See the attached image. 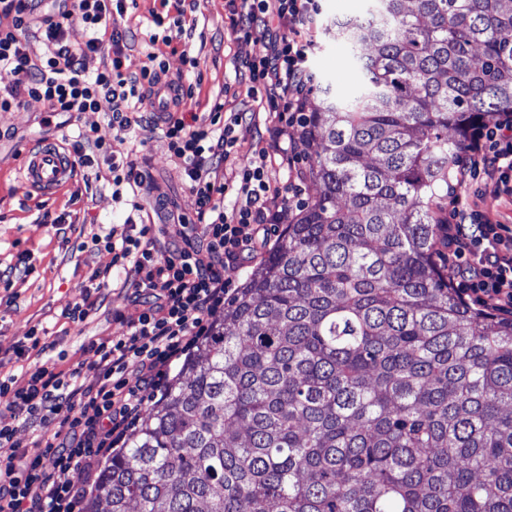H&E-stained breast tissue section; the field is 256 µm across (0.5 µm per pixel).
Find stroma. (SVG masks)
<instances>
[{
    "label": "stroma",
    "mask_w": 512,
    "mask_h": 512,
    "mask_svg": "<svg viewBox=\"0 0 512 512\" xmlns=\"http://www.w3.org/2000/svg\"><path fill=\"white\" fill-rule=\"evenodd\" d=\"M320 13L313 29L315 48L308 56L306 72L313 78L306 87L307 110L321 104L318 83H331L340 93L350 92L359 81L348 45L338 40L333 22L338 18L364 16L370 0H320ZM162 16L163 26H155L154 16ZM180 20L183 34L165 42L169 24ZM118 28L131 29L124 51V70L135 75L147 65V55L162 53L167 74L193 85V98L180 102L182 112L209 111L217 96H225V86H232L233 96H225L227 109H237L246 102V84L242 73L246 61L269 52L267 39H236L224 11V0H197L195 12L177 14L168 0H137L134 8L114 18ZM156 44H149V35ZM196 58V65L186 63V56ZM50 112L45 102L26 99L22 105L0 111V264L25 260L32 271L14 276L8 286L0 285V373L23 375L52 360L67 371L78 364H91L95 356L90 342L107 341L123 335L124 315L132 311L119 284H111L107 298L87 320L74 322L64 318L69 306L81 302L82 286L95 269L112 263V254L95 244L92 236L115 225L124 224L129 211L112 197V174L107 162H100L94 172H75L69 182L53 194L44 196L29 191L21 183L17 170V151L23 145H37L47 140L62 143L75 126L105 127L101 112L81 113L77 125L45 128ZM114 153L131 155L150 174L148 189L142 198L141 217L157 227L159 247L168 248L173 239L162 231L163 225L178 218H193L195 198L179 166L172 160L157 124L137 126L133 139H113ZM62 217L69 229L58 234L46 224V217ZM45 329L52 349L29 351L16 359L14 347L30 329Z\"/></svg>",
    "instance_id": "obj_1"
}]
</instances>
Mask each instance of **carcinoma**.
Listing matches in <instances>:
<instances>
[{
  "label": "carcinoma",
  "instance_id": "1",
  "mask_svg": "<svg viewBox=\"0 0 512 512\" xmlns=\"http://www.w3.org/2000/svg\"><path fill=\"white\" fill-rule=\"evenodd\" d=\"M302 139L318 197L224 303L87 512H512V317L435 261L466 128L512 110V0H375Z\"/></svg>",
  "mask_w": 512,
  "mask_h": 512
}]
</instances>
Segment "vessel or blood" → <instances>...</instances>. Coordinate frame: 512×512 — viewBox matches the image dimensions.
Instances as JSON below:
<instances>
[{
    "label": "vessel or blood",
    "mask_w": 512,
    "mask_h": 512,
    "mask_svg": "<svg viewBox=\"0 0 512 512\" xmlns=\"http://www.w3.org/2000/svg\"><path fill=\"white\" fill-rule=\"evenodd\" d=\"M22 156L21 181L39 193L54 192L72 176V160L57 146H26L22 149Z\"/></svg>",
    "instance_id": "b4317fda"
}]
</instances>
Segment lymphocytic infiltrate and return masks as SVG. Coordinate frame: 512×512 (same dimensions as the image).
<instances>
[{
	"instance_id": "obj_1",
	"label": "lymphocytic infiltrate",
	"mask_w": 512,
	"mask_h": 512,
	"mask_svg": "<svg viewBox=\"0 0 512 512\" xmlns=\"http://www.w3.org/2000/svg\"><path fill=\"white\" fill-rule=\"evenodd\" d=\"M125 2L59 0L57 11L49 12L45 0H0V69L15 76L0 91V111L28 98L44 101L56 114L105 111L110 135L96 127L77 129L70 142L73 162L89 169L98 159L108 160L112 184L126 186L133 214L141 209L147 173L128 155L114 154L111 136L128 137L140 124L162 123L167 150L195 197V221L176 229L180 243L171 250L159 251L150 225H137L133 215L122 229L104 235L111 266L95 270L82 303L64 312L70 320H85L104 302L110 279L123 275L133 311L125 334L91 343L94 382L84 380L81 368L64 373L49 362L23 380L0 377V397L7 398L14 417L32 428L50 420L60 424L52 439L29 447L17 440L14 427L0 425V512H74L87 485L99 480L102 458L139 419L146 394L161 390L172 364L206 333L232 273L268 250L270 227L288 222L290 205L282 187L271 184L269 168L287 170L292 182L300 177L291 168L297 143L288 129L303 110L317 0H226L233 31L244 39L267 38L271 51L245 65L252 107L228 112L218 101L206 117L140 111L147 87L165 74L166 64L152 52L140 75L124 73L126 35L109 20L125 12ZM77 21L89 32L81 46L67 37ZM33 30L47 46L44 55L29 50ZM106 46L111 55L88 73L86 58ZM262 117L271 146L249 165L235 166L236 127ZM225 167L230 177L221 176ZM454 170L457 190L449 198L458 220L444 228L448 277L465 296L492 301L496 311L512 315V229L458 193L481 177L512 194V112L490 124H471Z\"/></svg>"
}]
</instances>
